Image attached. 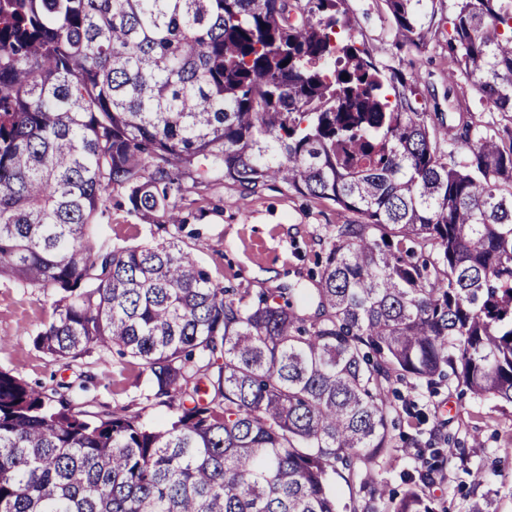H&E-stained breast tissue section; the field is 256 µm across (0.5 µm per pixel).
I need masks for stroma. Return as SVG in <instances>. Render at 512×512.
<instances>
[{
    "instance_id": "1",
    "label": "stroma",
    "mask_w": 512,
    "mask_h": 512,
    "mask_svg": "<svg viewBox=\"0 0 512 512\" xmlns=\"http://www.w3.org/2000/svg\"><path fill=\"white\" fill-rule=\"evenodd\" d=\"M349 8L356 31L381 65L418 74L419 108L444 113L454 125L463 101L474 119L490 120L469 84L448 83V19L454 0H438L432 38L423 49L397 43L383 0H349ZM184 215L188 222L182 238L198 260L225 286L254 293L313 287L314 255L325 247L328 231L355 219L330 201L297 194L279 182L248 197L229 182L199 186L188 194ZM95 237L115 246L153 245L166 234L152 221L116 208L111 223L98 226ZM51 303L40 289L0 278V370L47 391L65 385V398L93 415L127 406L147 426L165 423L172 408L154 398L147 372L131 358L94 349L67 363L34 346L32 338L49 317ZM397 390V407L413 405L423 413L424 436L432 444L407 449L394 440L391 454L373 468L375 487L402 491L404 474L424 469L436 447L451 458L443 478L425 489L436 512H468L470 502L484 497L491 512H512V407L475 400L453 382L433 390L402 382ZM477 469L487 475L480 486L470 477Z\"/></svg>"
}]
</instances>
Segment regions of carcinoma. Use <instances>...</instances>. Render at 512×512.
I'll return each instance as SVG.
<instances>
[{
	"mask_svg": "<svg viewBox=\"0 0 512 512\" xmlns=\"http://www.w3.org/2000/svg\"><path fill=\"white\" fill-rule=\"evenodd\" d=\"M427 1L383 0L397 41L426 46ZM455 2L448 81L494 117L451 126L348 0H0V277L51 292L36 348L114 349L175 404L151 428L0 371V512H338L332 478L365 489L391 448L396 383L512 405V0ZM213 180L359 221L299 297L230 291L178 236ZM114 204L176 232L97 244ZM441 471L350 512H436Z\"/></svg>",
	"mask_w": 512,
	"mask_h": 512,
	"instance_id": "cac0c4a2",
	"label": "carcinoma"
}]
</instances>
